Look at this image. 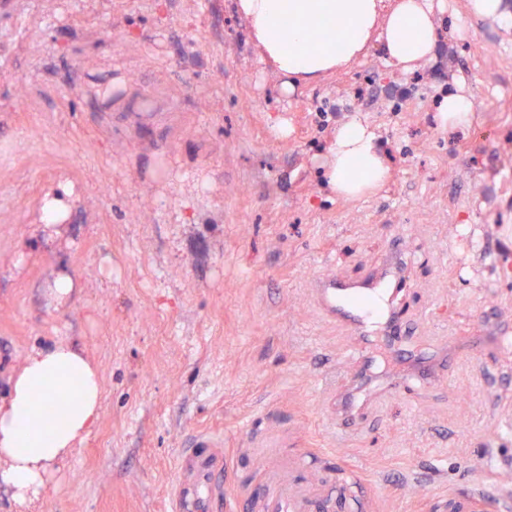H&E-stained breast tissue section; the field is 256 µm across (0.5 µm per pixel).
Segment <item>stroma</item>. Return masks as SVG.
I'll return each instance as SVG.
<instances>
[{
	"label": "stroma",
	"instance_id": "1",
	"mask_svg": "<svg viewBox=\"0 0 512 512\" xmlns=\"http://www.w3.org/2000/svg\"><path fill=\"white\" fill-rule=\"evenodd\" d=\"M405 74L378 47L285 93L233 0H6L0 32V398L24 356L68 341L101 368L97 424L37 499L0 512H166L173 460L222 435L226 512L269 465L301 512H458L512 482V26L468 15ZM463 79L464 128L438 107ZM379 134L390 175L336 196L338 123ZM64 174L73 223L29 195ZM401 256L413 350L448 380L375 399L346 440L330 410L357 341L322 317L317 277ZM70 277L68 303L47 295Z\"/></svg>",
	"mask_w": 512,
	"mask_h": 512
}]
</instances>
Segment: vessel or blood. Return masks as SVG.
I'll use <instances>...</instances> for the list:
<instances>
[{"mask_svg": "<svg viewBox=\"0 0 512 512\" xmlns=\"http://www.w3.org/2000/svg\"><path fill=\"white\" fill-rule=\"evenodd\" d=\"M405 279V264L361 279H344L335 274L318 278L314 284L320 312L348 326L359 341L356 356L365 370L376 361L373 345L384 346L394 358L408 356L404 314L398 305L399 286ZM411 380L394 376L384 384L368 383L359 392L365 398H397L406 394ZM227 458L222 439L207 433L194 434L174 460V473L167 512H224V475Z\"/></svg>", "mask_w": 512, "mask_h": 512, "instance_id": "1", "label": "vessel or blood"}]
</instances>
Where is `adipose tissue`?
<instances>
[{
  "mask_svg": "<svg viewBox=\"0 0 512 512\" xmlns=\"http://www.w3.org/2000/svg\"><path fill=\"white\" fill-rule=\"evenodd\" d=\"M236 0L260 61L287 77L288 90L327 77L379 46L387 62L408 72L431 62L437 20L446 0ZM332 32L329 40L320 39ZM331 190L358 198L382 184L388 166L369 124L340 125L324 164ZM100 368L73 344L60 341L28 352L0 400V481L19 502L38 496L48 470L64 460L97 422Z\"/></svg>",
  "mask_w": 512,
  "mask_h": 512,
  "instance_id": "obj_1",
  "label": "adipose tissue"
}]
</instances>
